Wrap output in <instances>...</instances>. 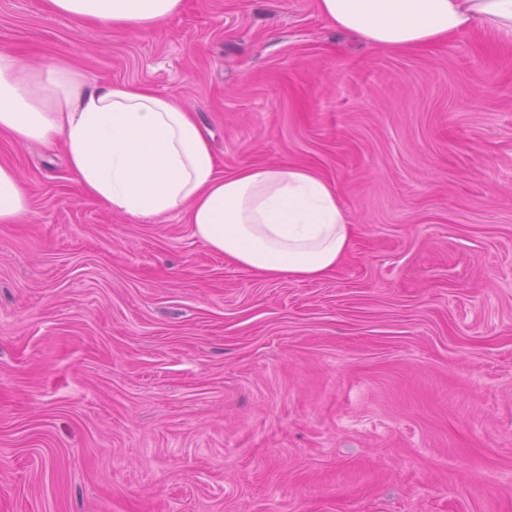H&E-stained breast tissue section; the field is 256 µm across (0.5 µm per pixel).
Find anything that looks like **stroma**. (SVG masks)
Returning a JSON list of instances; mask_svg holds the SVG:
<instances>
[{
  "label": "stroma",
  "instance_id": "35a3bbf8",
  "mask_svg": "<svg viewBox=\"0 0 512 512\" xmlns=\"http://www.w3.org/2000/svg\"><path fill=\"white\" fill-rule=\"evenodd\" d=\"M173 93L219 173L304 164L355 226L266 279L83 195L0 132V512H512V46L336 32L315 0H184L158 30L0 0V51ZM29 213L28 199L19 174L0 166V223L14 224Z\"/></svg>",
  "mask_w": 512,
  "mask_h": 512
}]
</instances>
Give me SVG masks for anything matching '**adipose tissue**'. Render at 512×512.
Instances as JSON below:
<instances>
[{"label": "adipose tissue", "instance_id": "obj_1", "mask_svg": "<svg viewBox=\"0 0 512 512\" xmlns=\"http://www.w3.org/2000/svg\"><path fill=\"white\" fill-rule=\"evenodd\" d=\"M322 20L369 44L419 51L482 28L512 43V0H316ZM81 22L157 29L183 0H45ZM0 130L19 143L61 141L82 192L156 222L184 216L194 237L270 279L324 278L353 234L335 185L301 164L219 175L210 135L181 98L127 82L96 88L65 61L32 67L0 53ZM29 213L19 174L0 166V223Z\"/></svg>", "mask_w": 512, "mask_h": 512}]
</instances>
